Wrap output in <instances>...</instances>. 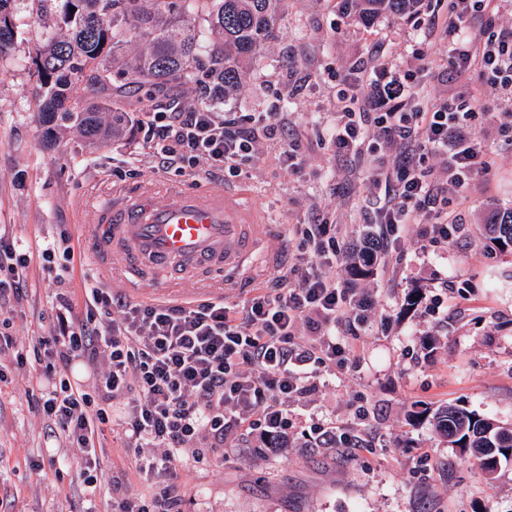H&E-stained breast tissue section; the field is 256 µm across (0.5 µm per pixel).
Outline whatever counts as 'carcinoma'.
<instances>
[{"mask_svg":"<svg viewBox=\"0 0 512 512\" xmlns=\"http://www.w3.org/2000/svg\"><path fill=\"white\" fill-rule=\"evenodd\" d=\"M16 0H0V57L12 51L17 35ZM67 29L46 32L34 64L39 79L38 118L42 145L51 150L59 134L76 129L89 145L122 135L124 116L102 114L127 101L193 80L195 64L208 56L211 79L236 90L246 60L278 37L288 0H52ZM342 12L369 24L383 15L407 16L419 0H340ZM206 11L208 31L195 26ZM489 241L512 250V209L485 225ZM430 419L454 448L468 449L479 468L495 474L512 461V427L474 411L444 406L415 413Z\"/></svg>","mask_w":512,"mask_h":512,"instance_id":"cac0c4a2","label":"carcinoma"}]
</instances>
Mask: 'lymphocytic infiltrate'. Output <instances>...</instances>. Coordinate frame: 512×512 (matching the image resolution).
Here are the masks:
<instances>
[{
	"label": "lymphocytic infiltrate",
	"mask_w": 512,
	"mask_h": 512,
	"mask_svg": "<svg viewBox=\"0 0 512 512\" xmlns=\"http://www.w3.org/2000/svg\"><path fill=\"white\" fill-rule=\"evenodd\" d=\"M495 0H446L448 62L474 87L416 104L419 86L397 64L380 69L362 89L358 112L336 118L331 145L337 154L376 152L371 180L387 199L377 211L382 254L406 238L414 225L437 243L457 239L464 194L487 176L492 160L469 135L485 92L512 100V24L494 22ZM273 112H215L198 105L158 112L146 132V147L160 163L231 175L275 135ZM395 145V161L382 151ZM441 169L425 166L428 156ZM326 214L295 227L308 265L304 274L280 272L273 287L259 289L242 307L211 298L186 303H131L97 284L87 285L82 313L67 292L55 296L56 324L43 337L59 367L39 400V412L67 447L79 452L80 474L96 487L99 452L107 426L138 452L144 481L159 472L176 476L185 456L201 442L235 451L245 436L287 441L289 400L309 394L313 369L340 371L354 359L351 341L338 338L336 323L347 314L362 322L374 301L356 296L342 274L353 253L332 233ZM28 259L0 233V294L26 286ZM102 364L94 390L72 381L74 360ZM177 483L161 491L112 489V512H173Z\"/></svg>",
	"instance_id": "obj_1"
}]
</instances>
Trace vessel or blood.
I'll list each match as a JSON object with an SVG mask.
<instances>
[{"label": "vessel or blood", "mask_w": 512, "mask_h": 512, "mask_svg": "<svg viewBox=\"0 0 512 512\" xmlns=\"http://www.w3.org/2000/svg\"><path fill=\"white\" fill-rule=\"evenodd\" d=\"M94 215L87 251L134 297L148 282L167 297L190 276L210 292L245 281L266 231L245 193L210 183L116 192L96 201Z\"/></svg>", "instance_id": "obj_1"}]
</instances>
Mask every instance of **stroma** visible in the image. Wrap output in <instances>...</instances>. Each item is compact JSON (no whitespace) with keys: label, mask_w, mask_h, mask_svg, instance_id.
<instances>
[{"label":"stroma","mask_w":512,"mask_h":512,"mask_svg":"<svg viewBox=\"0 0 512 512\" xmlns=\"http://www.w3.org/2000/svg\"><path fill=\"white\" fill-rule=\"evenodd\" d=\"M21 27L10 54L0 57V226L30 259L23 296L0 294V320L18 344L33 348L50 335L56 293L81 303L86 284L102 282L124 293L120 280L89 260L83 229L94 220L91 201L113 191L157 182L191 187L209 179L246 189L255 210L279 225L263 250L267 264L253 281L225 289L228 305L244 304L289 260L291 228L329 213L338 237L350 243L370 224L379 195L373 159L336 155L330 135L343 90L365 86L377 59L418 70L431 95L448 96V41L424 39L422 18L437 14V0H422L421 18L383 16L365 26L344 18L337 0H288L281 33L243 69L241 84L225 99L227 112H275L280 135L261 139L256 157L235 177L158 166L140 114L122 141L89 146L67 131L57 146L41 144L33 58L48 15L38 24L35 0H17ZM425 42L429 62L420 70L411 51ZM192 83L157 96L156 107L200 104L210 84L207 60ZM494 161L464 208L460 240L434 244L413 234L397 245L401 264L377 267L371 278L349 280L376 302V319L337 322L338 335L355 346L347 371L317 370L316 390L291 401L298 445L277 455L244 448L225 456L200 449L178 470V512H512V463L494 478L460 455L414 412L453 404L512 426V252L490 246L481 234L489 207L512 208V146L485 116L473 123ZM298 150V168L284 161L285 141ZM69 239L73 259L45 260L47 243ZM444 292L439 312L418 303ZM12 350L0 351V502L11 512H82L94 500L109 512L112 478L124 489L142 488L137 455L112 431L101 440L104 467L96 488L86 487L74 451L50 436L34 402L47 384V354L15 368ZM350 435L349 448H312L314 422Z\"/></svg>","instance_id":"stroma-1"}]
</instances>
